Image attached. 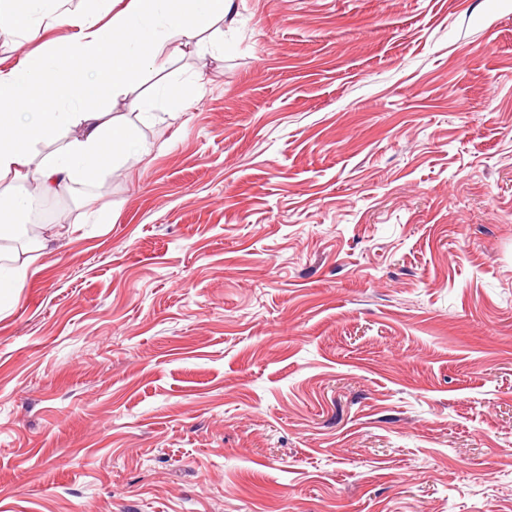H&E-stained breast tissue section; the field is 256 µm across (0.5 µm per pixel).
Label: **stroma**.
I'll return each instance as SVG.
<instances>
[{"label": "stroma", "instance_id": "1", "mask_svg": "<svg viewBox=\"0 0 512 512\" xmlns=\"http://www.w3.org/2000/svg\"><path fill=\"white\" fill-rule=\"evenodd\" d=\"M0 38V68L62 53ZM106 99L0 308V512H512V0H235Z\"/></svg>", "mask_w": 512, "mask_h": 512}]
</instances>
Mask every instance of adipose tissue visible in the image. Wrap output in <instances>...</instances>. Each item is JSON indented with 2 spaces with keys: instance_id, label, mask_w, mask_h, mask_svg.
I'll use <instances>...</instances> for the list:
<instances>
[{
  "instance_id": "ef3b65f1",
  "label": "adipose tissue",
  "mask_w": 512,
  "mask_h": 512,
  "mask_svg": "<svg viewBox=\"0 0 512 512\" xmlns=\"http://www.w3.org/2000/svg\"><path fill=\"white\" fill-rule=\"evenodd\" d=\"M65 2L26 0L18 11L0 0V31L16 35L41 24L74 31L62 55H35L0 69V180H22L0 193V241L28 239L26 225L9 220L30 208L26 182L57 194L143 152L135 126L107 120L100 102L123 93L142 69L163 70L170 47L234 17V0H127L103 25L94 13L65 10ZM42 142L56 149L38 161L31 150ZM28 241L25 256L0 248V303L24 284L41 248Z\"/></svg>"
}]
</instances>
